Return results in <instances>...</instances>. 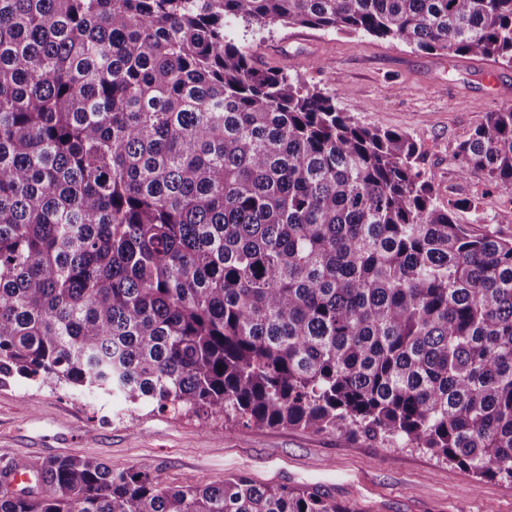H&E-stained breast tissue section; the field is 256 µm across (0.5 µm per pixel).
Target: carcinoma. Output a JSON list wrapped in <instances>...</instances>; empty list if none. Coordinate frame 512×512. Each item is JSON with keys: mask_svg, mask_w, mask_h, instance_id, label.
Wrapping results in <instances>:
<instances>
[{"mask_svg": "<svg viewBox=\"0 0 512 512\" xmlns=\"http://www.w3.org/2000/svg\"><path fill=\"white\" fill-rule=\"evenodd\" d=\"M512 66V0H0V384L401 440L512 481V237L438 203L402 131L231 33ZM512 193V107L454 153ZM0 512H350L57 456Z\"/></svg>", "mask_w": 512, "mask_h": 512, "instance_id": "obj_1", "label": "carcinoma"}]
</instances>
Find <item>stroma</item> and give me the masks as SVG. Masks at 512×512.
Masks as SVG:
<instances>
[{"instance_id":"stroma-1","label":"stroma","mask_w":512,"mask_h":512,"mask_svg":"<svg viewBox=\"0 0 512 512\" xmlns=\"http://www.w3.org/2000/svg\"><path fill=\"white\" fill-rule=\"evenodd\" d=\"M261 69L334 95L362 125L401 130L422 151L437 200L456 203L473 233L512 237V194L482 173L463 176L454 152L489 113L512 107V66L434 56L365 35L306 28L234 26ZM98 459L112 470L148 471L161 486L190 487L243 474L259 485L308 487L352 512H512V483L477 479L429 453L364 437L290 427H243L217 418L158 412L146 405L62 385L16 379L0 386V468L18 458Z\"/></svg>"}]
</instances>
